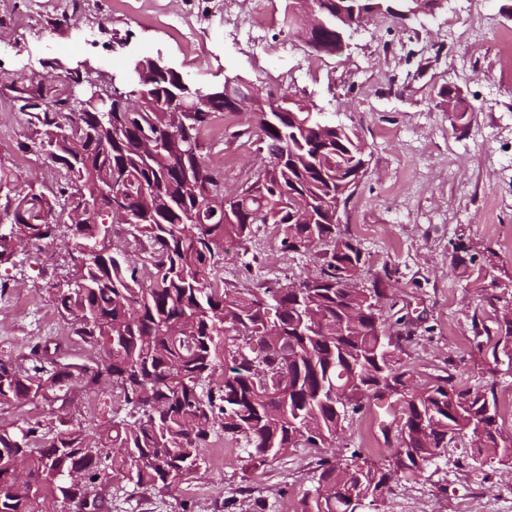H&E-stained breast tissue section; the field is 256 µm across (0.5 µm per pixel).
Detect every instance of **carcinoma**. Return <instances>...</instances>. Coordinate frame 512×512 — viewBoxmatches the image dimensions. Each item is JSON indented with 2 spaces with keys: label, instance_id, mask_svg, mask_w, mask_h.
<instances>
[{
  "label": "carcinoma",
  "instance_id": "obj_1",
  "mask_svg": "<svg viewBox=\"0 0 512 512\" xmlns=\"http://www.w3.org/2000/svg\"><path fill=\"white\" fill-rule=\"evenodd\" d=\"M320 23L319 42L334 49L337 9L363 21L384 15L407 21L419 17L416 0H312ZM137 83L122 91L119 111L103 112L87 100L69 129L83 141L72 155L51 129L68 98L43 95L59 81L48 72L37 93L20 98L34 118L36 139L25 144L46 152L55 164L58 187L17 186L13 167L0 160V210L15 223L0 229V265L11 263L23 242L47 248L72 241L85 249L84 262L67 263L65 279L49 285L53 306L70 322L72 335L103 350L100 361H60V345L30 343L16 356L0 355V410L35 402L66 400L75 389L119 391L132 419L112 423L93 436L60 422L44 430L26 419L0 426V512H34L32 501L74 504L80 512H102L97 487L108 478H127L145 493L169 491L193 478L204 463L213 436L243 442L252 467L300 445L333 444L342 427L336 412H356L363 403L401 397L406 421L388 464L378 467L353 451L343 463L320 464L319 486L334 488L306 495L297 512H366L378 499L363 496L371 487L391 490L393 481L421 478L458 437L480 440L465 449L474 461L512 465V445L498 444L502 432L493 389L460 390L448 402V380L414 386L401 370L392 335L382 314H374L379 288L336 287L335 260L362 264L358 243L333 253L338 225L314 210L310 223L293 222L288 198H336L337 182L354 174L365 144L353 131L329 122L321 112L276 105L253 90L251 112L261 159L240 191L235 224L224 209L196 210V200L167 153L140 152L132 145L167 127L168 109L191 88L198 111L184 116L186 150L181 163L215 172L200 150L199 132L216 112H237L224 87L203 90L184 85L177 70H158L139 60ZM121 187L130 198L129 235L140 250L119 247L107 235L104 211L80 224L56 219L73 200L95 203L103 190ZM272 224L283 249L301 252L312 237L323 264L316 288H259L242 292L224 284V241L252 238L254 226ZM259 339L253 354L250 341Z\"/></svg>",
  "mask_w": 512,
  "mask_h": 512
}]
</instances>
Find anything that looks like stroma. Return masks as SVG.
Wrapping results in <instances>:
<instances>
[{
	"label": "stroma",
	"instance_id": "obj_1",
	"mask_svg": "<svg viewBox=\"0 0 512 512\" xmlns=\"http://www.w3.org/2000/svg\"><path fill=\"white\" fill-rule=\"evenodd\" d=\"M269 4L275 19L262 38L241 36L238 15ZM284 10L285 0H0V158L20 186L50 182L48 161L23 148L33 127L17 98L52 64L85 62L120 76L142 58H160L199 86L237 76L296 96L367 146V171L340 230L361 245L363 286L384 291L403 370L417 385L494 386L512 437V344L498 321L512 308V55L501 50L512 40V0H445L406 23L376 17L331 54L289 31ZM190 27L202 28L203 48L189 49ZM253 128L250 112H218L199 134L225 191H240L260 157ZM17 258L0 266V354L53 339L85 357L45 287L60 277L55 263L34 244ZM320 264L318 253L283 251L262 224L250 241H225L219 275L240 289L273 288ZM21 298L28 314L15 310ZM126 415L110 394L77 391L64 402L2 409L0 424L65 420L92 434ZM404 421L401 404L377 400L348 417L332 448H294L256 469L244 462L242 441L219 437L194 479L172 491L146 495L112 480L104 512H247L252 498L265 512H283L315 491L321 458L358 449L381 459ZM378 510L512 512V468L476 464L452 446L418 481L393 484Z\"/></svg>",
	"mask_w": 512,
	"mask_h": 512
}]
</instances>
